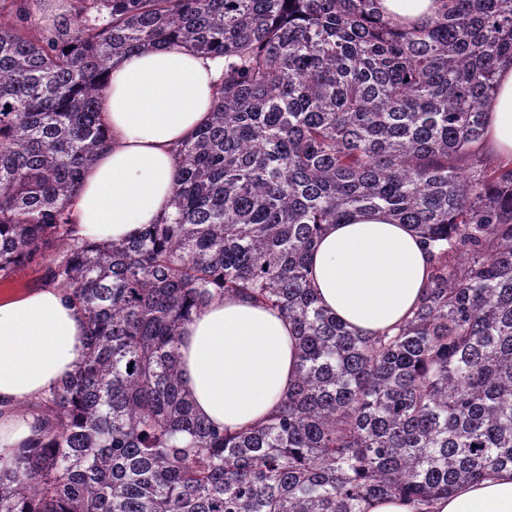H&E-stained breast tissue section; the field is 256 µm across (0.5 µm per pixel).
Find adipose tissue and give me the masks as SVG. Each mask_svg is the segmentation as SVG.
<instances>
[{
    "label": "adipose tissue",
    "mask_w": 512,
    "mask_h": 512,
    "mask_svg": "<svg viewBox=\"0 0 512 512\" xmlns=\"http://www.w3.org/2000/svg\"><path fill=\"white\" fill-rule=\"evenodd\" d=\"M224 60L166 45L115 64L98 111L108 141L69 210L75 236L132 237L171 210L174 150L207 120ZM483 145L512 161V65L498 71ZM432 262L416 231L385 213L327 225L309 259L320 305L351 331L373 336L410 316ZM86 324L63 291L46 285L0 300V463L40 433L33 401L86 357ZM181 372L197 413L231 429L263 421L297 378V338L277 310L239 296L211 301L183 330ZM433 512H512V468L434 501Z\"/></svg>",
    "instance_id": "adipose-tissue-1"
}]
</instances>
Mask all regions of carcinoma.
Masks as SVG:
<instances>
[{
	"mask_svg": "<svg viewBox=\"0 0 512 512\" xmlns=\"http://www.w3.org/2000/svg\"><path fill=\"white\" fill-rule=\"evenodd\" d=\"M30 2L0 0V280L52 252L88 353L0 467V512H428L512 467V161L480 147L512 0H438L416 23L378 0H69L50 25ZM166 44L224 57L172 213L81 241L67 206L106 138V72ZM376 210L433 265L409 319L361 336L318 305L308 259L325 225ZM217 294L299 339L296 383L236 431L195 413L180 373Z\"/></svg>",
	"mask_w": 512,
	"mask_h": 512,
	"instance_id": "obj_1",
	"label": "carcinoma"
}]
</instances>
